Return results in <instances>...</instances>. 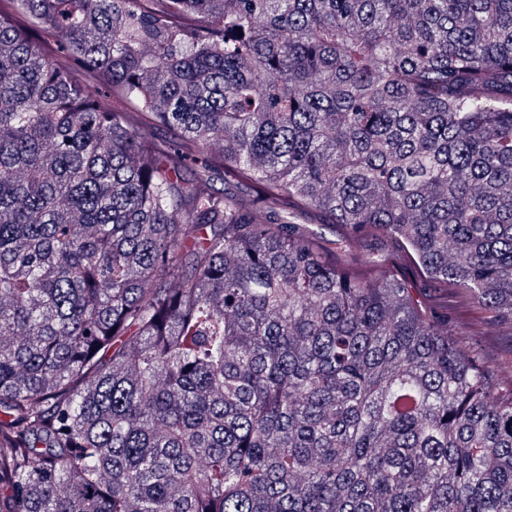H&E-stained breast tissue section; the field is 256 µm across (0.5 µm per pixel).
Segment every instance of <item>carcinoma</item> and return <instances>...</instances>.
Instances as JSON below:
<instances>
[{"mask_svg":"<svg viewBox=\"0 0 512 512\" xmlns=\"http://www.w3.org/2000/svg\"><path fill=\"white\" fill-rule=\"evenodd\" d=\"M306 210L512 320V0H0V512H512V398ZM74 78L81 84L93 87L103 88L104 93L101 95L103 106L106 108H114L120 112H136L137 109L126 101L118 98L115 94L112 95V88L104 87L100 77L91 70L80 67L77 64L73 65ZM298 222L309 228L311 231L322 235L327 239L333 238L336 230V236L339 230L338 225L326 224V219L315 211H305L298 215Z\"/></svg>","mask_w":512,"mask_h":512,"instance_id":"carcinoma-1","label":"carcinoma"}]
</instances>
